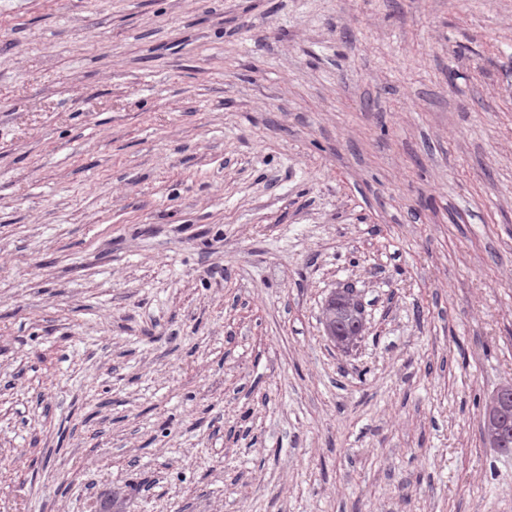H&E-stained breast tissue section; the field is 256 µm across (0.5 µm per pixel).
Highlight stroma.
I'll use <instances>...</instances> for the list:
<instances>
[{
	"label": "stroma",
	"mask_w": 512,
	"mask_h": 512,
	"mask_svg": "<svg viewBox=\"0 0 512 512\" xmlns=\"http://www.w3.org/2000/svg\"><path fill=\"white\" fill-rule=\"evenodd\" d=\"M505 383L512 0H0V512H512ZM335 317L331 323L336 327V337L342 339L347 338L343 334L352 329L355 323L362 321L358 304L345 293L336 294ZM483 434L496 448H512V397L495 402L494 396L486 403Z\"/></svg>",
	"instance_id": "1"
}]
</instances>
